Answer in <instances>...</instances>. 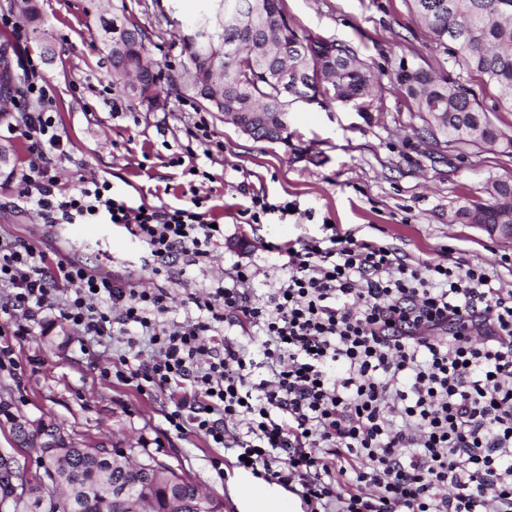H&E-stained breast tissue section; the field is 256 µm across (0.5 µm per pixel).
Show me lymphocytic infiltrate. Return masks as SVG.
I'll return each mask as SVG.
<instances>
[{
  "label": "lymphocytic infiltrate",
  "mask_w": 512,
  "mask_h": 512,
  "mask_svg": "<svg viewBox=\"0 0 512 512\" xmlns=\"http://www.w3.org/2000/svg\"><path fill=\"white\" fill-rule=\"evenodd\" d=\"M22 70L37 105L19 120L28 163L0 204L52 225L118 224L158 276L207 270L224 230L203 199L135 206L94 177L60 187L65 151L34 53ZM270 251L272 288L256 292L237 266L174 321L167 289L0 233V321L23 338L54 312L90 340L121 335L104 377L167 395L176 434L296 490L305 512H512V289L478 263L414 264L336 231Z\"/></svg>",
  "instance_id": "obj_1"
}]
</instances>
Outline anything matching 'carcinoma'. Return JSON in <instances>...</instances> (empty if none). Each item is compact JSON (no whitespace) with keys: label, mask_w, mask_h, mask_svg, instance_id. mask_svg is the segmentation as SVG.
<instances>
[{"label":"carcinoma","mask_w":512,"mask_h":512,"mask_svg":"<svg viewBox=\"0 0 512 512\" xmlns=\"http://www.w3.org/2000/svg\"><path fill=\"white\" fill-rule=\"evenodd\" d=\"M209 8L191 18L179 35L181 54L197 52L192 33L209 30V40L217 65L224 69V86L239 101L251 100L254 109L263 111L281 106L288 111L292 99L311 100L321 93V76L336 80L330 99L340 103L365 105L378 84L376 75L348 44L315 41L285 22L281 0H237L241 5L239 20L231 25L216 23V15L224 9V0H209ZM418 20L428 29L432 40L451 53L460 70L479 76L497 89L499 99L512 110V0H409ZM104 45L111 48L112 35L121 30L132 37L139 51H148L145 31L126 19L116 21L99 17ZM250 43L263 57L256 81L244 77L242 66L225 57V48L237 43ZM20 49L6 33H0V62L10 69ZM395 80L413 100L416 111L427 125V132L437 144L447 148L498 143L512 149V136L505 135L490 119L472 91L450 76L438 78L421 66L402 65ZM490 201L471 202L459 209L461 220L468 224L471 209L482 210L485 221L497 223L512 219V181L497 180L491 184ZM70 460L64 470V481L71 489H80L75 501L44 492L41 486L32 491L45 499L46 512H123L112 501L96 494L82 492L96 486L100 489L112 481L127 482L133 475L112 467L108 457L89 466L82 453L74 448L72 437ZM147 461L176 480V488L186 505L185 512H195L197 486L168 469L153 457ZM166 477L143 488L150 496V512H168Z\"/></svg>","instance_id":"cac0c4a2"}]
</instances>
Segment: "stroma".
<instances>
[{"mask_svg": "<svg viewBox=\"0 0 512 512\" xmlns=\"http://www.w3.org/2000/svg\"><path fill=\"white\" fill-rule=\"evenodd\" d=\"M86 5L39 0L43 25L31 37L69 152L57 163L60 185L73 187L85 175L109 180L115 194L134 201L183 206L205 198L211 218L224 226V244L207 272L190 268L167 283L143 265L144 247L110 224L50 227L35 210H1L0 230L96 264L99 272L128 276L138 287L167 286L174 319L183 318L188 293L228 276L237 264L266 268L269 245L324 236L327 223L356 240L379 239L413 263L483 264L496 285L512 289V243L458 218L465 202L487 199L493 181L512 179V155L498 145L471 146L459 160L454 150L434 146L395 73L403 63L439 75L458 69L435 47L407 0H283L298 33L349 44L382 85L361 109L323 100L294 103L284 144L242 134L181 87L178 24L202 9L203 0H109L110 12L139 23L151 56L170 67L174 83L156 112L133 103L112 82ZM199 112L219 143L208 156L199 154L189 134ZM194 164L210 179L189 175ZM255 196L292 201L297 210L251 224L245 211ZM102 248L111 262L96 263ZM1 345L11 352L0 355V396L16 410L51 419L86 446L141 450L179 469L221 502L222 512H245L241 488L248 481L296 500L290 489L232 468L223 449L202 437L170 431L166 397L104 378L116 346L85 341L60 324L24 340L0 335Z\"/></svg>", "mask_w": 512, "mask_h": 512, "instance_id": "35a3bbf8", "label": "stroma"}]
</instances>
